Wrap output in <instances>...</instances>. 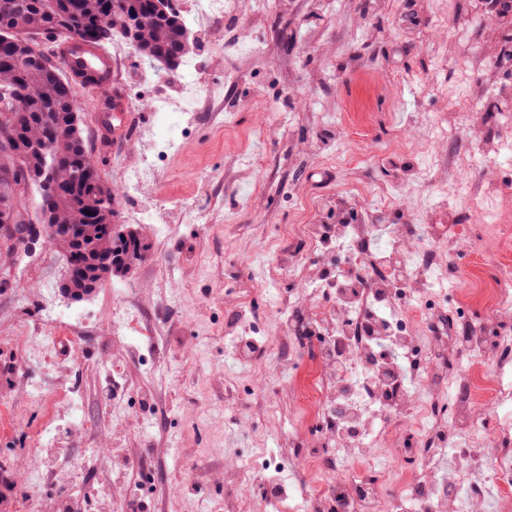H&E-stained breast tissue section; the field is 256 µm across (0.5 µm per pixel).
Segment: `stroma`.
Returning a JSON list of instances; mask_svg holds the SVG:
<instances>
[{
  "label": "stroma",
  "mask_w": 512,
  "mask_h": 512,
  "mask_svg": "<svg viewBox=\"0 0 512 512\" xmlns=\"http://www.w3.org/2000/svg\"><path fill=\"white\" fill-rule=\"evenodd\" d=\"M507 26L491 0H236L217 34L196 35L201 78L223 85L224 96L186 116L184 145L153 175L158 220L174 226L163 239L139 222L140 204L122 192L116 161L139 159L141 134L156 128L153 106L174 96V86L145 81L128 54L112 105L82 94L84 135L117 190L119 221L140 230L152 255L77 302L87 323L80 347L59 344L48 365L26 350L46 289L63 298L65 262L41 245L0 258L10 280L0 288V471L14 485L0 512H34L12 457L74 394L86 447L133 450L160 476L185 472L194 448L241 463L279 453L292 413L273 365L272 326L298 285L290 256L308 250L304 238L282 233L300 205L326 224L335 223L339 201L375 224L428 226L423 244L438 261L429 288L406 305L431 302L455 314L475 260L453 245L452 231L486 222L501 209L502 191L512 190ZM345 105L374 109L376 126L328 122L327 112ZM228 112L250 130L257 166L225 153ZM439 114L455 122V138L418 123ZM385 185L394 190L388 214L378 210ZM186 204L203 210L204 223H179ZM129 291L140 293L160 346L109 337L112 312ZM243 301L262 318L264 350L252 362L235 354L248 333ZM21 378L41 398L17 387Z\"/></svg>",
  "instance_id": "35a3bbf8"
}]
</instances>
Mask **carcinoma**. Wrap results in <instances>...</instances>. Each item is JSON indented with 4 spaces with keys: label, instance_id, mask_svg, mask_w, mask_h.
<instances>
[{
    "label": "carcinoma",
    "instance_id": "1",
    "mask_svg": "<svg viewBox=\"0 0 512 512\" xmlns=\"http://www.w3.org/2000/svg\"><path fill=\"white\" fill-rule=\"evenodd\" d=\"M129 18L145 24L144 64L160 55L181 63L192 54L182 26L153 13L151 0H0V223L17 224L10 255L26 247L18 207L39 224L66 225L49 245L80 262V273L62 285L73 301L94 293L114 271H133L151 256V246L140 236L116 239L108 230L117 217L110 208L116 201L112 184L74 129L79 92L110 101L112 88L58 80L46 66L52 52L42 44L82 33L103 47L112 41L114 22ZM32 26L42 29V43L19 38Z\"/></svg>",
    "mask_w": 512,
    "mask_h": 512
}]
</instances>
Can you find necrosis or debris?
Here are the masks:
<instances>
[{"label": "necrosis or debris", "instance_id": "necrosis-or-debris-1", "mask_svg": "<svg viewBox=\"0 0 512 512\" xmlns=\"http://www.w3.org/2000/svg\"><path fill=\"white\" fill-rule=\"evenodd\" d=\"M171 81L179 98L157 106L160 136L148 143L140 163L121 166L128 194H141L150 184L161 154L176 142L181 113L224 95L223 88L199 79L191 59ZM301 230L322 263L315 268L306 256H292L289 268L304 289L280 309L276 324L278 367L288 375L282 393L295 419L279 457L297 472L304 507L308 512H407L411 502L423 512H473L493 491L503 512L512 507V426L485 432L483 412L489 400L512 403V381L505 379L512 373V226L499 217L475 227L465 240L489 259L485 286L470 297L482 307V318L434 324L391 305L396 262L411 269L404 282L417 293L427 287L424 272L436 261L433 250L420 247L417 225H389L376 249L370 245L377 230L373 224H305ZM428 326L433 333L427 354L441 364V383L429 384L418 366L392 384L373 357L374 346L387 336L401 352H409L421 340L420 329ZM110 333L153 340L155 330L144 321L138 297L124 298L115 307ZM339 336L345 346L338 353L333 343ZM301 338L317 348L303 371L295 373L288 349ZM452 387L459 396L450 407L445 393ZM67 415L66 425H46L37 446L15 459L29 488L62 486L74 471L98 465L94 448L63 466L49 460L48 450L60 433L76 440L85 436L79 404H72ZM380 448L411 461L409 471L383 472L376 461ZM343 462L349 470L335 478ZM270 466L265 459L190 471L175 490L160 491L158 512H169L175 494L197 480L237 489L260 483Z\"/></svg>", "mask_w": 512, "mask_h": 512}]
</instances>
